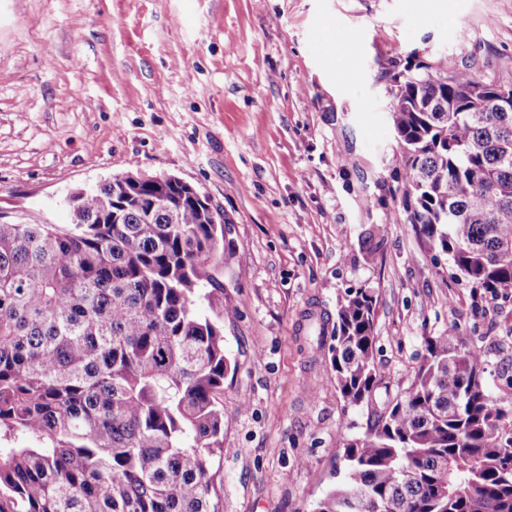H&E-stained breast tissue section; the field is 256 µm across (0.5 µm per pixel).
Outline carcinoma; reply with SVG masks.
<instances>
[{"label":"carcinoma","mask_w":512,"mask_h":512,"mask_svg":"<svg viewBox=\"0 0 512 512\" xmlns=\"http://www.w3.org/2000/svg\"><path fill=\"white\" fill-rule=\"evenodd\" d=\"M407 221L457 278L512 296V109L440 56L390 60ZM74 227L0 223V512H223L224 328L197 307L233 255L187 182L122 175L72 193ZM371 288L338 302L344 409L377 377ZM458 331L425 338L408 390L343 443L314 512H512V409Z\"/></svg>","instance_id":"cac0c4a2"}]
</instances>
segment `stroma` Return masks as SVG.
I'll return each instance as SVG.
<instances>
[{
	"label": "stroma",
	"instance_id": "1",
	"mask_svg": "<svg viewBox=\"0 0 512 512\" xmlns=\"http://www.w3.org/2000/svg\"><path fill=\"white\" fill-rule=\"evenodd\" d=\"M441 55L512 83V0H0V222L71 228L68 194L127 173L177 176L228 222V305L198 301L232 362L224 512H314L347 424L449 325L512 407V297L457 280L390 192L385 68ZM360 287L378 383L348 412L316 338Z\"/></svg>",
	"mask_w": 512,
	"mask_h": 512
}]
</instances>
